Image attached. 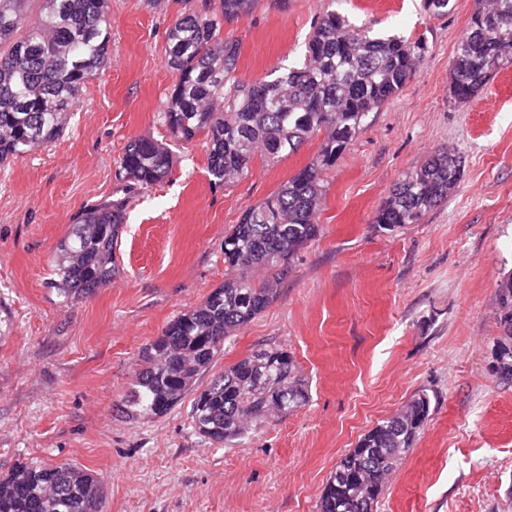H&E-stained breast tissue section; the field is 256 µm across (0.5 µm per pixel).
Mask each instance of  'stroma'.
Segmentation results:
<instances>
[{
    "label": "stroma",
    "instance_id": "1",
    "mask_svg": "<svg viewBox=\"0 0 512 512\" xmlns=\"http://www.w3.org/2000/svg\"><path fill=\"white\" fill-rule=\"evenodd\" d=\"M475 6L452 0L433 16L423 0H258L225 23L246 83L298 61L331 8L384 35L425 39L428 52L324 170L320 231L277 298L154 417L127 404L143 348L223 285L226 232L322 139L255 158L219 188L203 139L172 145L169 177L130 195L119 274L64 301L51 285L58 242L84 210L121 197L118 160L131 139H168L158 121L175 81L165 32L184 4L112 0L110 60L64 133L0 168V476L30 462L91 469L104 512H317L339 460L424 393L430 417L377 512H512V382L492 357L496 289L512 274V65L470 102L451 99L453 51ZM446 148L463 166L448 201L417 224H374L394 185ZM264 347L293 353L308 403L211 445L192 426L197 392Z\"/></svg>",
    "mask_w": 512,
    "mask_h": 512
}]
</instances>
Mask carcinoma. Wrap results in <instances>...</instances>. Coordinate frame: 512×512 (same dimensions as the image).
I'll use <instances>...</instances> for the list:
<instances>
[{
  "instance_id": "carcinoma-1",
  "label": "carcinoma",
  "mask_w": 512,
  "mask_h": 512,
  "mask_svg": "<svg viewBox=\"0 0 512 512\" xmlns=\"http://www.w3.org/2000/svg\"><path fill=\"white\" fill-rule=\"evenodd\" d=\"M27 0H0V165L61 136L87 84L105 68L112 42V0H43L40 15H24ZM474 9L451 61L455 101L487 86V61L505 52L512 63V0ZM185 0L166 31L176 82L158 120L173 142L205 136L214 186L242 177L256 155L279 159L323 136L318 155L263 201L247 208L224 235L229 277L200 304L168 323L144 347L129 407L166 415L224 350L235 332L277 297L290 261L319 233L315 214L333 166L379 110L416 75L423 39L382 36L331 10L319 17L301 60L271 80L237 76L240 43L223 25L251 12L257 0ZM127 192L149 189L171 172L168 144L130 140L118 161ZM461 178L460 158L430 156L391 190L373 222L392 230L418 224L448 199ZM126 222V199L85 210L59 242L53 285L78 301L112 281L115 248ZM502 334L493 344L498 370L512 375V279L498 284ZM309 401L307 382L282 348H260L214 377L196 397L192 425L211 443L241 440L252 422L287 415ZM430 400L415 396L369 430L336 464L318 512H376L387 477L428 421ZM98 475L69 463L21 464L0 477V512H102Z\"/></svg>"
}]
</instances>
